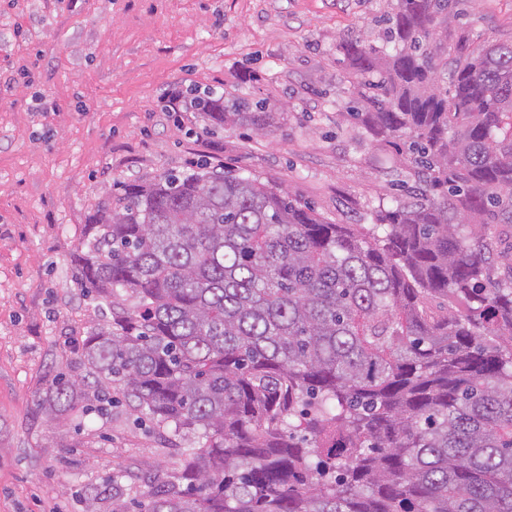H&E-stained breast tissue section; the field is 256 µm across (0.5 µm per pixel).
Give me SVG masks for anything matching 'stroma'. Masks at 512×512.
Listing matches in <instances>:
<instances>
[{"label": "stroma", "mask_w": 512, "mask_h": 512, "mask_svg": "<svg viewBox=\"0 0 512 512\" xmlns=\"http://www.w3.org/2000/svg\"><path fill=\"white\" fill-rule=\"evenodd\" d=\"M396 0H0V512H110L103 480L181 468L154 421L95 393L55 422L42 400L87 369L78 345L105 323L72 281L89 218L113 183L196 162L284 187L335 224L411 203L402 156L347 112L343 37L381 43ZM449 47L512 41V0H458ZM207 92L282 106L263 137L166 112Z\"/></svg>", "instance_id": "35a3bbf8"}]
</instances>
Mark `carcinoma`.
I'll return each mask as SVG.
<instances>
[{
    "instance_id": "1",
    "label": "carcinoma",
    "mask_w": 512,
    "mask_h": 512,
    "mask_svg": "<svg viewBox=\"0 0 512 512\" xmlns=\"http://www.w3.org/2000/svg\"><path fill=\"white\" fill-rule=\"evenodd\" d=\"M454 0H397L386 48L340 44L350 115L422 176L410 207L332 224L256 175L200 167L117 182L73 259L112 299L80 358L144 410L182 469L112 512H512V42L448 66ZM265 135L270 105L201 98ZM85 380L42 400L60 418Z\"/></svg>"
}]
</instances>
